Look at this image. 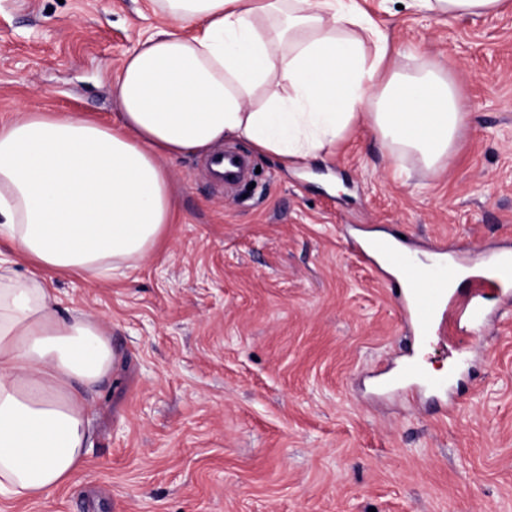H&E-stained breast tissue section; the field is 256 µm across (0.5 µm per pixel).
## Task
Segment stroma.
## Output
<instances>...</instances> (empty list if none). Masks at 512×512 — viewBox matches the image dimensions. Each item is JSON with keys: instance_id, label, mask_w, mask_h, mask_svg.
Returning a JSON list of instances; mask_svg holds the SVG:
<instances>
[{"instance_id": "obj_1", "label": "stroma", "mask_w": 512, "mask_h": 512, "mask_svg": "<svg viewBox=\"0 0 512 512\" xmlns=\"http://www.w3.org/2000/svg\"><path fill=\"white\" fill-rule=\"evenodd\" d=\"M406 2L360 0L395 50L451 62L469 102L452 163L394 175L362 124L309 166L230 142L259 168L232 191L206 156L167 161L178 220L138 269L45 276L116 358L80 477L0 512H512V309L459 350L425 343L463 391L452 412L439 391L377 385L409 338L363 236L463 264L512 253V11L419 19ZM162 22L153 0H0V122H115L110 74Z\"/></svg>"}]
</instances>
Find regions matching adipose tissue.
I'll use <instances>...</instances> for the list:
<instances>
[{"mask_svg": "<svg viewBox=\"0 0 512 512\" xmlns=\"http://www.w3.org/2000/svg\"><path fill=\"white\" fill-rule=\"evenodd\" d=\"M113 94L119 121L30 111L0 124V496L44 501L85 463V389L110 371V332L67 320L43 275L134 270L174 221L165 160L243 140L309 164L357 124L393 165L446 168L467 99L448 64L390 55L356 0H159ZM432 17L495 16L512 0H412ZM27 264L29 274L17 267Z\"/></svg>", "mask_w": 512, "mask_h": 512, "instance_id": "adipose-tissue-1", "label": "adipose tissue"}]
</instances>
